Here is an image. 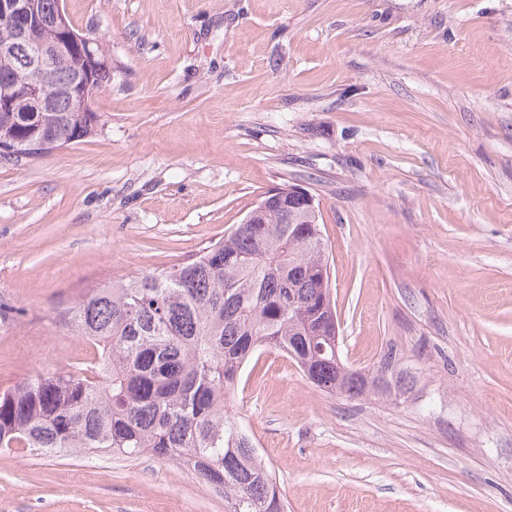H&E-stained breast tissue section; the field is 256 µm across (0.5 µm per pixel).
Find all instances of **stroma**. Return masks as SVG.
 I'll return each instance as SVG.
<instances>
[{
  "label": "stroma",
  "instance_id": "stroma-1",
  "mask_svg": "<svg viewBox=\"0 0 512 512\" xmlns=\"http://www.w3.org/2000/svg\"><path fill=\"white\" fill-rule=\"evenodd\" d=\"M112 58L94 135L0 160V391L82 367L85 287L161 270L297 185L339 349L406 402L259 350L230 403L285 512H512V0H64ZM0 512H227L143 455L0 453Z\"/></svg>",
  "mask_w": 512,
  "mask_h": 512
}]
</instances>
